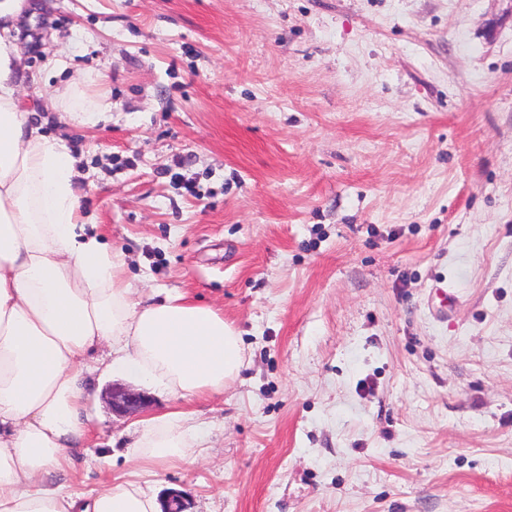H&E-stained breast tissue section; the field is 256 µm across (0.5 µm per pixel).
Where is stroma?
Segmentation results:
<instances>
[{
	"label": "stroma",
	"mask_w": 512,
	"mask_h": 512,
	"mask_svg": "<svg viewBox=\"0 0 512 512\" xmlns=\"http://www.w3.org/2000/svg\"><path fill=\"white\" fill-rule=\"evenodd\" d=\"M31 2L19 98L86 219L134 295L211 305L245 350L220 395L96 391L74 492L512 512V0ZM75 82L109 111L56 112ZM172 410L206 447L131 460ZM108 398L112 412L119 415L136 413L150 403L148 396L142 392L115 386H112Z\"/></svg>",
	"instance_id": "stroma-1"
}]
</instances>
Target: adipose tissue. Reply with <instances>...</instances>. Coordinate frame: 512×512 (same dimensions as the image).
Returning a JSON list of instances; mask_svg holds the SVG:
<instances>
[{"mask_svg":"<svg viewBox=\"0 0 512 512\" xmlns=\"http://www.w3.org/2000/svg\"><path fill=\"white\" fill-rule=\"evenodd\" d=\"M25 7L0 0V512H159L133 483L79 498L53 479L89 451L95 376L216 395L244 350L210 305L179 293L133 300L121 262L80 212L73 157L20 110ZM203 443L193 413L175 411L147 421L135 452L175 462Z\"/></svg>","mask_w":512,"mask_h":512,"instance_id":"1","label":"adipose tissue"}]
</instances>
